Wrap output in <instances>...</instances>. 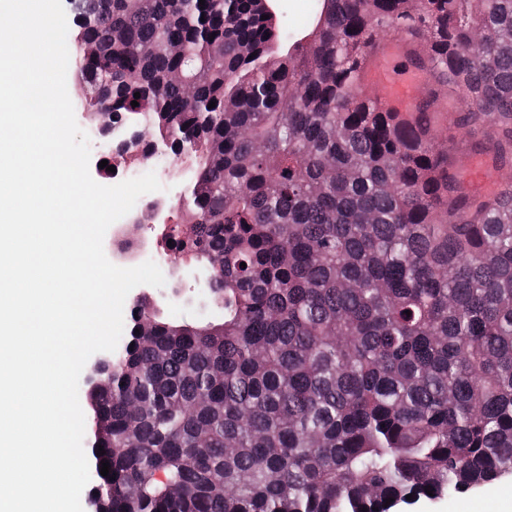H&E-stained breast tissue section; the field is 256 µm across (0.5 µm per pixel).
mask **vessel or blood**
Instances as JSON below:
<instances>
[{
  "mask_svg": "<svg viewBox=\"0 0 512 512\" xmlns=\"http://www.w3.org/2000/svg\"><path fill=\"white\" fill-rule=\"evenodd\" d=\"M402 46L399 39H387L361 71L362 80L378 88L379 102L387 112L411 111L422 88V80L418 75L411 74L398 79L391 72V61L401 52ZM460 173L466 186L477 196L499 193L506 184L512 183L511 174L503 172L492 159L484 156L462 163Z\"/></svg>",
  "mask_w": 512,
  "mask_h": 512,
  "instance_id": "b4317fda",
  "label": "vessel or blood"
}]
</instances>
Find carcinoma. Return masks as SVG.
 Returning <instances> with one entry per match:
<instances>
[{"mask_svg": "<svg viewBox=\"0 0 512 512\" xmlns=\"http://www.w3.org/2000/svg\"><path fill=\"white\" fill-rule=\"evenodd\" d=\"M318 9L285 50L264 0L83 2L86 121L169 146L192 178L158 249L213 275L193 320L136 303L84 390L98 512H391L512 472V188L460 194L432 100L405 123L360 79L378 33L423 41L511 166L512 0Z\"/></svg>", "mask_w": 512, "mask_h": 512, "instance_id": "1", "label": "carcinoma"}]
</instances>
